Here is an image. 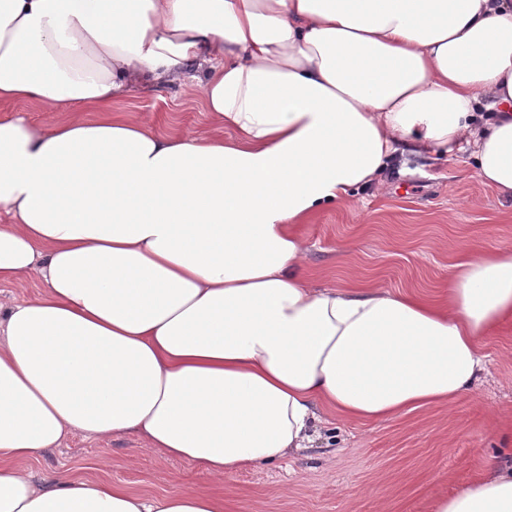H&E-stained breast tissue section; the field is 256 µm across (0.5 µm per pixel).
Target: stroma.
Returning <instances> with one entry per match:
<instances>
[{
    "label": "stroma",
    "instance_id": "1",
    "mask_svg": "<svg viewBox=\"0 0 512 512\" xmlns=\"http://www.w3.org/2000/svg\"><path fill=\"white\" fill-rule=\"evenodd\" d=\"M112 113L166 133L232 137L209 121L198 88L168 84L114 102ZM305 276L317 286L378 285L430 297L448 288L465 253L512 250V201L477 177L467 154L430 152L400 161L385 190L366 188L304 227ZM491 362L475 389L452 408L417 410L371 422L337 420V454L315 448L212 482L198 465L145 453L130 435L95 440L70 435L23 462L25 470L108 480L152 495L178 488L224 499V512H432L433 503L477 477L512 429V326L484 341Z\"/></svg>",
    "mask_w": 512,
    "mask_h": 512
}]
</instances>
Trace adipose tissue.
<instances>
[{
  "label": "adipose tissue",
  "mask_w": 512,
  "mask_h": 512,
  "mask_svg": "<svg viewBox=\"0 0 512 512\" xmlns=\"http://www.w3.org/2000/svg\"><path fill=\"white\" fill-rule=\"evenodd\" d=\"M198 83L228 139L110 106ZM0 512H224L18 464L72 432L134 434L215 480L305 450L329 408L453 406L512 323V251L439 300L316 287L302 227L399 157L464 151L512 200V0H0ZM433 512H512V460ZM40 283L35 278H28L13 283L0 285V303L8 304L31 298L41 290Z\"/></svg>",
  "instance_id": "obj_1"
}]
</instances>
